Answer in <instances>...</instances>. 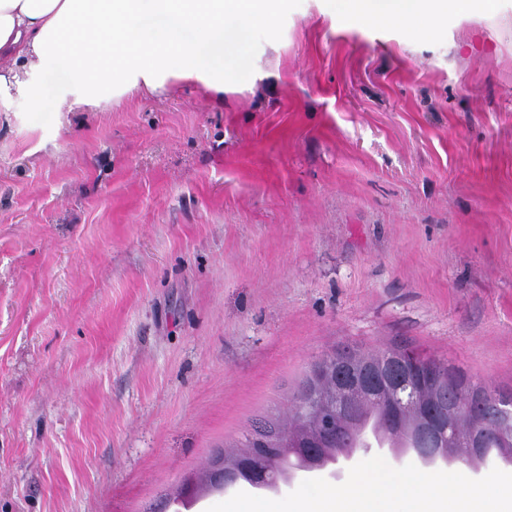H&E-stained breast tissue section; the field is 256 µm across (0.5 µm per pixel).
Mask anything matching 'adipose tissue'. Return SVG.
<instances>
[{
  "label": "adipose tissue",
  "mask_w": 512,
  "mask_h": 512,
  "mask_svg": "<svg viewBox=\"0 0 512 512\" xmlns=\"http://www.w3.org/2000/svg\"><path fill=\"white\" fill-rule=\"evenodd\" d=\"M498 0H343L358 23L440 35V21L496 10ZM283 0H0V112L97 109L141 89L200 84L216 98L262 78L254 29Z\"/></svg>",
  "instance_id": "obj_1"
}]
</instances>
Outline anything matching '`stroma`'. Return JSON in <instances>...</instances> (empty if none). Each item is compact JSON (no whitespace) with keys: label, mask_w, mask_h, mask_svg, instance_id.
<instances>
[{"label":"stroma","mask_w":512,"mask_h":512,"mask_svg":"<svg viewBox=\"0 0 512 512\" xmlns=\"http://www.w3.org/2000/svg\"><path fill=\"white\" fill-rule=\"evenodd\" d=\"M432 40L288 0L269 76L0 120V512H207L320 357L512 395V8ZM197 489L178 501L186 480ZM397 351H413L406 347L402 346H395L393 348H390L388 350L382 351L383 356H380L381 352L376 353H366L362 352L358 349L351 348L349 346H343L340 348L335 349L332 353L325 355V357L322 358L324 361H336V369L338 374H340L342 377H346L349 374L348 369L344 366L345 363L354 361L355 364L359 363H366V362H380L384 361L386 358L391 356L393 353Z\"/></svg>","instance_id":"35a3bbf8"}]
</instances>
